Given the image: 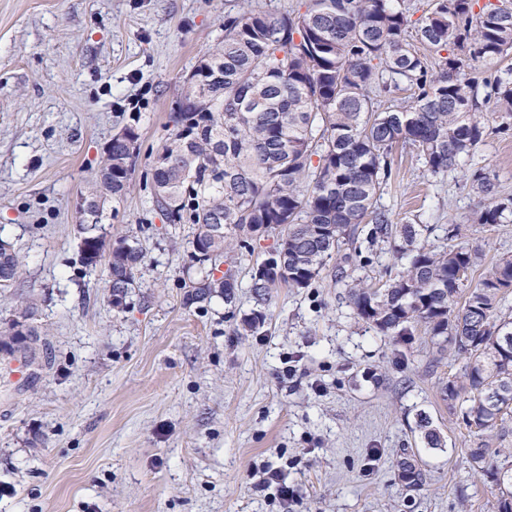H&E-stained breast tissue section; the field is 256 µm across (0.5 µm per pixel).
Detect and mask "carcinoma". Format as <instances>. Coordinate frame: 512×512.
<instances>
[{
	"label": "carcinoma",
	"instance_id": "1",
	"mask_svg": "<svg viewBox=\"0 0 512 512\" xmlns=\"http://www.w3.org/2000/svg\"><path fill=\"white\" fill-rule=\"evenodd\" d=\"M412 16L404 0H301L281 12L248 3L227 14L222 41L183 79L170 136L155 155L152 202L168 223L195 226L189 304L232 302L236 270L217 278L218 262L235 247L273 240L250 269L257 309L243 323L247 333L264 326L274 292L311 287L343 247L346 262L368 265L358 246L362 225H371L370 245L399 241L402 269L379 286L345 283L349 306L383 336H408L422 324L437 348L464 360L462 375L440 380L438 392L482 437L512 412V320L502 313L512 255L483 267L464 243L419 247L424 228L394 223L378 200L393 176L394 149L412 146L432 176L468 167L480 197L471 223L512 221V197L498 195L494 175L474 162L489 134L512 130V68L498 69L512 51V0H425ZM400 91L411 92L408 104L381 108V97ZM138 140L135 126L112 136L85 200L105 205L126 194ZM77 215L79 262L106 264L118 304L144 263L143 248L127 236L108 242L97 233L98 214ZM21 266L0 239L1 291ZM29 319L13 322V335L34 343L41 332ZM416 430L428 447H444L427 414H417ZM467 452L483 471L501 449L479 442ZM412 457L405 453L398 477L419 488L425 474ZM491 476L498 512H508L512 461Z\"/></svg>",
	"mask_w": 512,
	"mask_h": 512
}]
</instances>
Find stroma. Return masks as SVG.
I'll use <instances>...</instances> for the list:
<instances>
[{
	"mask_svg": "<svg viewBox=\"0 0 512 512\" xmlns=\"http://www.w3.org/2000/svg\"><path fill=\"white\" fill-rule=\"evenodd\" d=\"M243 0H0V238L23 258L0 292V333L24 308L45 330L35 358L0 351V512H496L477 442L449 412L440 356L423 327L399 339L355 318L333 257L311 287L280 289L254 334L247 270L232 256V303L186 305L193 227L152 205L149 179L183 78L224 37ZM140 134L131 187L107 205V239L131 236L146 258L113 306L104 266L78 261L77 209L114 133ZM512 196V133L480 146ZM379 204L449 245L450 225L484 262L512 254V223L469 225L478 202L463 168L434 177L408 148ZM427 413L446 439L428 448ZM426 474L398 477L404 450ZM298 495L282 504L263 473ZM416 430L420 438L429 448H442L445 439L440 430L433 425L432 419L426 413L417 414Z\"/></svg>",
	"mask_w": 512,
	"mask_h": 512,
	"instance_id": "stroma-1",
	"label": "stroma"
}]
</instances>
